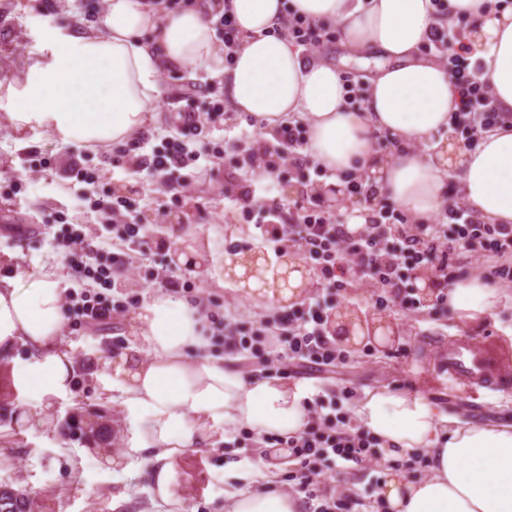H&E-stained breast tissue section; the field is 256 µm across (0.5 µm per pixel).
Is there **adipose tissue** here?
Listing matches in <instances>:
<instances>
[{"mask_svg": "<svg viewBox=\"0 0 512 512\" xmlns=\"http://www.w3.org/2000/svg\"><path fill=\"white\" fill-rule=\"evenodd\" d=\"M229 0L240 30L232 65H225L216 33L202 9L158 15L150 0H108L97 29L52 31L46 53L27 70L10 119L19 128L50 131L63 143L105 148L145 130L156 111L168 70L193 66L222 77L233 111L263 120L267 131L306 122L312 161L332 172L369 179L378 197L427 222L440 211L444 185L456 180L475 216L512 224V122L484 134L472 150L440 142L421 157L415 142L447 130L462 107L450 74L420 47L434 27L476 19L469 47L477 74L499 111L512 113V10L486 0ZM313 23H337L355 53L373 57L377 73L360 109L346 106L335 65L304 55L286 30L289 12ZM395 144L384 155L377 135ZM244 298L266 310L298 300L291 288L261 286L236 268ZM63 283L54 270L19 269L0 283V354L16 345L29 352L14 372L37 410L66 392L74 375L62 349L66 323ZM501 289L472 274L448 287L456 320L491 314ZM136 343L106 360L98 375L118 392L128 426L126 457L141 460L156 497L169 502L175 461L202 441L210 425L225 435H295L310 419L308 390L278 380L248 378L210 356V338L195 305L160 295L133 319ZM354 423L397 450L426 455L428 475L388 476L377 496L386 512H512V422L483 423L444 409L419 392L364 391L350 406ZM224 512H303L300 495L285 492L261 463L233 465Z\"/></svg>", "mask_w": 512, "mask_h": 512, "instance_id": "adipose-tissue-1", "label": "adipose tissue"}]
</instances>
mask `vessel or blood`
<instances>
[{"instance_id": "obj_1", "label": "vessel or blood", "mask_w": 512, "mask_h": 512, "mask_svg": "<svg viewBox=\"0 0 512 512\" xmlns=\"http://www.w3.org/2000/svg\"><path fill=\"white\" fill-rule=\"evenodd\" d=\"M433 369L448 378V385L466 395L496 392L512 383V346L493 337L482 340L449 338L439 347Z\"/></svg>"}]
</instances>
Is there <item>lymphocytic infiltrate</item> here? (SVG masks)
Returning a JSON list of instances; mask_svg holds the SVG:
<instances>
[{"label":"lymphocytic infiltrate","mask_w":512,"mask_h":512,"mask_svg":"<svg viewBox=\"0 0 512 512\" xmlns=\"http://www.w3.org/2000/svg\"><path fill=\"white\" fill-rule=\"evenodd\" d=\"M429 43L445 59L462 98V108L455 113L453 123L466 145H473L503 116L486 87L474 80L469 50L456 31L434 29ZM223 114L224 105L217 100L200 112L187 107L177 125L180 137L167 140L148 158L140 154L144 141H137V153L122 155L121 168L135 175L141 167H149L151 177L163 184L173 199H180L183 185L174 173L199 159L189 150L186 137L199 135L206 124ZM306 144V131L298 124L280 126L269 137L259 130L246 141L241 161L269 179L279 176L285 163L303 177L310 170ZM224 197L234 206L248 202V214L254 219L258 238L281 246L297 245L318 271L315 291L299 306L275 312L273 325L235 328L231 348L260 372L274 368L290 378L304 369L328 373L346 366L348 358L337 348L329 323L338 298L353 279L376 287L377 304L392 302L415 311L422 305L414 291L416 274L422 268H433L439 273L440 292L432 308L444 314L448 311V284L464 275L456 263L458 253L493 259L490 278H512V225L482 221L455 193L449 195L436 223H415L404 213L384 207L356 230L340 223L335 213L314 195L303 202L265 203L246 193L235 195L228 189ZM136 204V199L107 194L93 200L91 207L113 239L146 258L153 250L165 249L167 243H149L146 225L130 221ZM60 238L76 259L80 276L99 286L93 293L68 292L70 316L82 324H102L123 313L126 301L111 296L110 291L116 286V274L128 264V257L102 253L87 243L82 231L72 224H63ZM309 411L307 430L294 436L271 435L265 437L264 443L274 448L276 456L297 461V486L308 512H351L350 496L331 486L327 475L337 470L368 469L372 461L382 456L381 442L326 410L322 397L313 399Z\"/></svg>","instance_id":"obj_1"}]
</instances>
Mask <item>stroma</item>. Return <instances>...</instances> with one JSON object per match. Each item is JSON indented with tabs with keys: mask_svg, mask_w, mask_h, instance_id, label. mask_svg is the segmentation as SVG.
Returning a JSON list of instances; mask_svg holds the SVG:
<instances>
[{
	"mask_svg": "<svg viewBox=\"0 0 512 512\" xmlns=\"http://www.w3.org/2000/svg\"><path fill=\"white\" fill-rule=\"evenodd\" d=\"M106 5L107 0H57L56 12L49 14L33 0H0V209L11 212L10 221H0V279L9 277L15 266H48L67 287L96 290V283L70 268L65 249L55 238L59 229L55 219L66 214L93 246L120 252V245L108 239L89 207L90 200L104 194L136 199L139 208L133 221L163 225L175 250L202 244L219 252L226 241L248 240L253 231L240 211L226 208L225 189L246 188L252 195L279 199L296 198L300 190L289 166H282L280 178L267 184L253 180L236 163L238 147L251 128L232 111L226 112L223 122L208 125L201 139L203 147L223 152V162L202 159L181 169L186 188L176 205L165 187L113 166L117 148L65 145L47 130L10 124L7 114L14 96L48 33L74 23L96 28ZM189 88L202 106L220 97L217 80L208 72L193 67L169 72L157 105L159 122L145 132L151 145L175 136L171 118L184 110L182 94ZM74 165L87 172L86 182L69 177ZM170 258L169 252H161L136 270L120 272L118 280L126 292L147 301L156 294L151 281ZM190 277L201 297L217 304L227 327L244 320L269 321L258 301L243 300L236 290L224 286L221 270L205 264L193 268ZM503 288L505 297L491 315L463 327L454 316H439L426 307L405 312L393 304L376 306L370 288L352 284L341 308L363 319H382L398 334L385 347L369 340L349 346L344 369L323 380H307L306 385L312 392L327 393L342 408L348 404L344 391L356 395L387 388L424 393L476 421L512 418V387L488 398H469L450 392L445 379L427 370L428 357L452 336L491 334L512 345V282H504ZM134 314V309H127L111 324L93 328L67 324L63 343L74 360L75 382L69 392L55 397L40 420L26 424L20 419L35 402L30 393L19 388L8 394L0 391V484L20 490L30 500L31 512H224L230 464L262 459L283 488L294 491V462L268 459L265 449L254 443L225 447L224 429L216 426L209 429L202 448L177 459L172 503L155 497L143 466L124 455L125 415L97 377L103 359L131 343Z\"/></svg>",
	"mask_w": 512,
	"mask_h": 512,
	"instance_id": "stroma-1",
	"label": "stroma"
}]
</instances>
